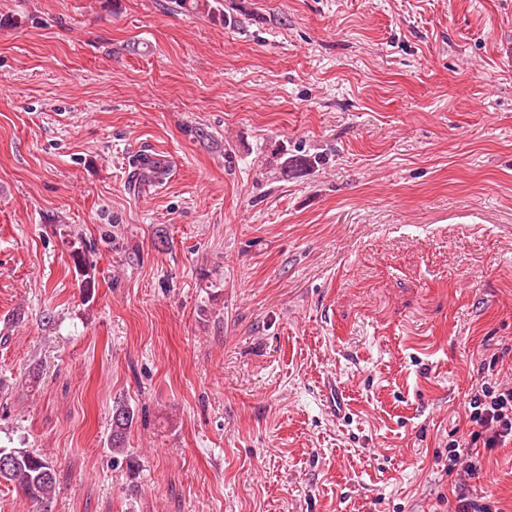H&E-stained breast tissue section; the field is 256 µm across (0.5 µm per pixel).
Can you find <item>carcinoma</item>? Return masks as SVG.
Returning <instances> with one entry per match:
<instances>
[{
  "label": "carcinoma",
  "mask_w": 512,
  "mask_h": 512,
  "mask_svg": "<svg viewBox=\"0 0 512 512\" xmlns=\"http://www.w3.org/2000/svg\"><path fill=\"white\" fill-rule=\"evenodd\" d=\"M166 9L185 15L204 14L214 21H224V11L216 8L212 0H166ZM317 164L314 157L308 155L292 156L280 163L281 173L287 175L308 170ZM165 173L158 159L140 154L133 162L129 185L140 187L159 180ZM136 421L135 410L126 402L118 401L112 406L111 436L109 440L113 462L124 463L131 467L134 458L125 448L128 430ZM10 458L7 469H0V483L21 489L28 497L40 501H49L55 493V471L48 458L40 453L23 448H2L0 456Z\"/></svg>",
  "instance_id": "carcinoma-1"
}]
</instances>
